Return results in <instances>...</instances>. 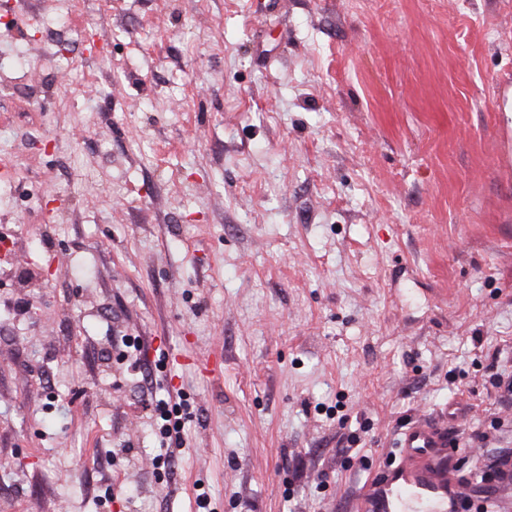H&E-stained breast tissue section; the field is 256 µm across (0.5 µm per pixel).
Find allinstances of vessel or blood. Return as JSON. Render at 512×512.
<instances>
[{"mask_svg": "<svg viewBox=\"0 0 512 512\" xmlns=\"http://www.w3.org/2000/svg\"><path fill=\"white\" fill-rule=\"evenodd\" d=\"M465 458L447 422L417 418L400 430L388 463L364 483L351 512H460Z\"/></svg>", "mask_w": 512, "mask_h": 512, "instance_id": "b4317fda", "label": "vessel or blood"}]
</instances>
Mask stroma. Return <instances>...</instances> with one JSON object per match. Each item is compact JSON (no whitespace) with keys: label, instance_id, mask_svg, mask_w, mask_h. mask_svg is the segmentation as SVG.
<instances>
[{"label":"stroma","instance_id":"stroma-1","mask_svg":"<svg viewBox=\"0 0 512 512\" xmlns=\"http://www.w3.org/2000/svg\"><path fill=\"white\" fill-rule=\"evenodd\" d=\"M510 143L512 0H0V512H349L423 415L511 455ZM179 407L180 404L175 403L171 409L169 407L163 406L160 408L159 419L164 421V423L160 426V433L163 438H171L172 433H175V447L176 448H167L165 462L167 464H172L175 459L180 457L181 451L183 448V441L181 438V432L183 431L184 424L182 425L181 418H178L179 415Z\"/></svg>","mask_w":512,"mask_h":512}]
</instances>
